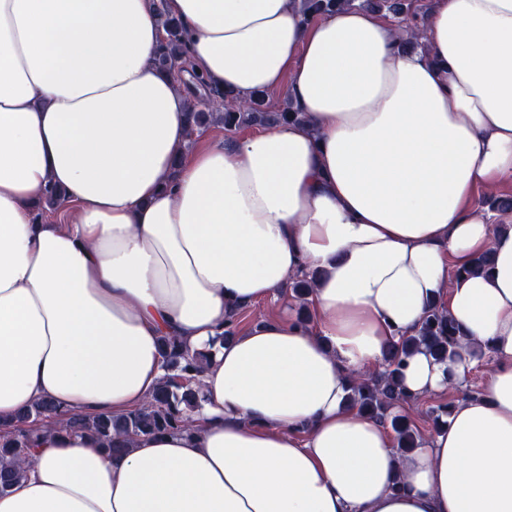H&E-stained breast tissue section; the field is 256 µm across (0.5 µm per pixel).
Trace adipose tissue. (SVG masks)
<instances>
[{"label":"adipose tissue","mask_w":512,"mask_h":512,"mask_svg":"<svg viewBox=\"0 0 512 512\" xmlns=\"http://www.w3.org/2000/svg\"><path fill=\"white\" fill-rule=\"evenodd\" d=\"M299 4L0 0V431L44 399L141 407L161 337L209 354L189 430L109 456L34 423L0 512H512V230L474 203L512 182V0H432L423 50L376 12ZM163 14L208 86L286 90L302 121L188 149L196 94L156 65ZM51 185L72 222L38 218ZM316 269L309 321L217 344ZM434 302L493 369L402 456L344 399ZM474 364L421 350L404 385L421 398Z\"/></svg>","instance_id":"adipose-tissue-1"}]
</instances>
